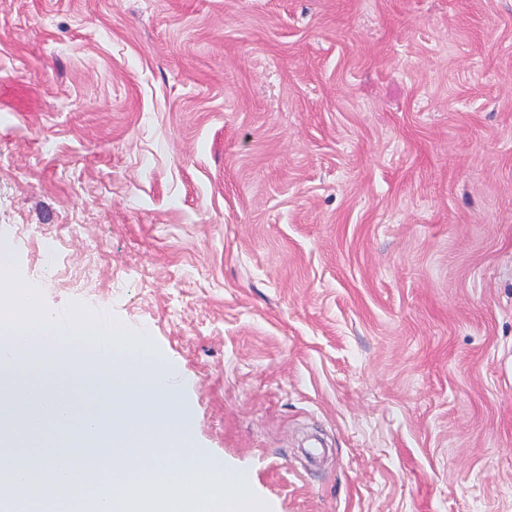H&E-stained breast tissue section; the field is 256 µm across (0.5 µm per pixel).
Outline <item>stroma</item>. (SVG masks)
Listing matches in <instances>:
<instances>
[{
	"mask_svg": "<svg viewBox=\"0 0 512 512\" xmlns=\"http://www.w3.org/2000/svg\"><path fill=\"white\" fill-rule=\"evenodd\" d=\"M0 250L266 512H512V0H0Z\"/></svg>",
	"mask_w": 512,
	"mask_h": 512,
	"instance_id": "obj_1",
	"label": "stroma"
}]
</instances>
